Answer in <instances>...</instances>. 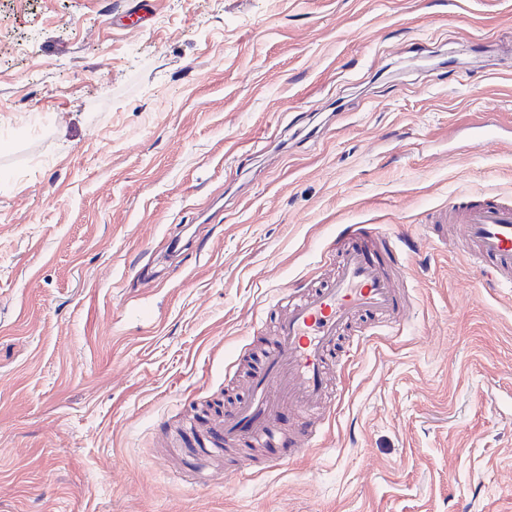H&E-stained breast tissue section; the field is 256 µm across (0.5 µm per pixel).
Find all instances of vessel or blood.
Returning a JSON list of instances; mask_svg holds the SVG:
<instances>
[{
  "mask_svg": "<svg viewBox=\"0 0 512 512\" xmlns=\"http://www.w3.org/2000/svg\"><path fill=\"white\" fill-rule=\"evenodd\" d=\"M149 12L148 0H138L114 23L140 26ZM432 221L460 225L457 249L465 261L484 268L492 287L512 288V198L462 202L434 214ZM336 253V273L324 287L286 296L275 339L253 369L246 399L210 424L208 440L215 451L233 446L245 454L271 444L285 408L305 425L298 452L309 451L321 440L320 420L330 415L336 400L329 366L339 336L362 315L383 328L401 325L406 306L387 268L403 263V238L375 226L349 224L336 242Z\"/></svg>",
  "mask_w": 512,
  "mask_h": 512,
  "instance_id": "b4317fda",
  "label": "vessel or blood"
}]
</instances>
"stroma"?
I'll list each match as a JSON object with an SVG mask.
<instances>
[{
  "instance_id": "1",
  "label": "stroma",
  "mask_w": 512,
  "mask_h": 512,
  "mask_svg": "<svg viewBox=\"0 0 512 512\" xmlns=\"http://www.w3.org/2000/svg\"><path fill=\"white\" fill-rule=\"evenodd\" d=\"M0 0V512H512V294L423 241L512 197V0ZM492 125L494 140L480 127ZM412 243L398 330L345 336L327 433L209 482L338 234ZM181 252H172L170 240ZM150 4L146 0H138V3L130 9L118 14L114 18V23L118 27H131V26H142L147 20L150 19ZM125 20L130 21L126 23Z\"/></svg>"
}]
</instances>
